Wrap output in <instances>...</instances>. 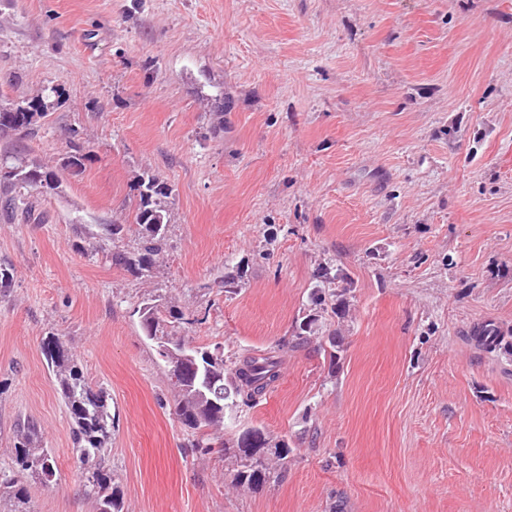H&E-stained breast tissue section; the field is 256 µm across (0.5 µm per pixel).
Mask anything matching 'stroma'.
<instances>
[{"label":"stroma","instance_id":"1","mask_svg":"<svg viewBox=\"0 0 512 512\" xmlns=\"http://www.w3.org/2000/svg\"><path fill=\"white\" fill-rule=\"evenodd\" d=\"M48 86L63 106L0 155L96 159L0 217V467L21 418L57 462L26 480L32 512H97L47 336L112 398L123 512H512V0H0V105ZM145 170L174 193L135 275L112 254L135 245ZM318 284L349 312L302 344ZM153 299L201 317L193 344L226 363L282 349L211 449L144 338ZM249 428L287 448L279 482L232 483L218 446Z\"/></svg>","mask_w":512,"mask_h":512}]
</instances>
